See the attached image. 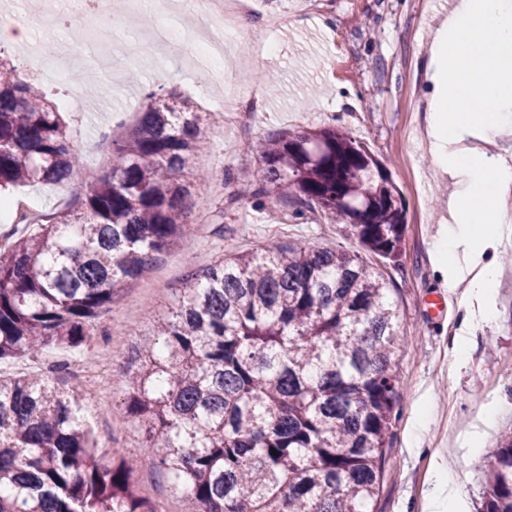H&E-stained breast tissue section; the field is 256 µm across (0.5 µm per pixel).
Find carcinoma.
<instances>
[{
    "mask_svg": "<svg viewBox=\"0 0 512 512\" xmlns=\"http://www.w3.org/2000/svg\"><path fill=\"white\" fill-rule=\"evenodd\" d=\"M197 105L151 92L115 141L112 170L0 246V360L87 343V328L154 255L192 230L180 178L204 145ZM276 199L340 216L393 261L406 224L387 170L341 130L275 131L251 145ZM82 145L55 105L0 60V191L59 183ZM386 277L356 254L272 241L188 272L156 338L135 349L128 410L152 465L189 512H370L401 394L405 351ZM482 512H512V431ZM134 466L91 446L80 392L0 379V512H156Z\"/></svg>",
    "mask_w": 512,
    "mask_h": 512,
    "instance_id": "carcinoma-1",
    "label": "carcinoma"
}]
</instances>
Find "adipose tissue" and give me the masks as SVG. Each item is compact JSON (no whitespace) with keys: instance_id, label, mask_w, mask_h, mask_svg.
Here are the masks:
<instances>
[{"instance_id":"1","label":"adipose tissue","mask_w":512,"mask_h":512,"mask_svg":"<svg viewBox=\"0 0 512 512\" xmlns=\"http://www.w3.org/2000/svg\"><path fill=\"white\" fill-rule=\"evenodd\" d=\"M435 87L428 136L434 164L456 180L451 221L432 256L448 288L466 285L473 320H494L500 270L491 254L512 238L502 207L512 189V155L458 149L471 137L493 143L512 133V0H457L430 52ZM465 492L440 465L428 512H463Z\"/></svg>"}]
</instances>
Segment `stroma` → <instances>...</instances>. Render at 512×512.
Wrapping results in <instances>:
<instances>
[{
  "mask_svg": "<svg viewBox=\"0 0 512 512\" xmlns=\"http://www.w3.org/2000/svg\"><path fill=\"white\" fill-rule=\"evenodd\" d=\"M5 8L20 12L30 25V39H57L69 47V62L96 83L109 84L111 98L91 92L89 83L65 78L43 80L38 71L29 78L44 93L54 95L60 111L83 144L82 163L58 184L31 182L13 189L14 197L34 199L39 212L59 210L88 183L110 168L94 154L92 145L114 113L137 111L148 92L164 93L197 83L223 87L225 95L258 85L260 109L249 120L237 113L208 120L206 151L190 158L184 172L192 184L191 218L194 235L176 241L157 258L167 278L148 289L149 274L130 282L112 308L92 322L87 348L50 349L34 357L0 363V377L42 374L65 390L79 385L84 420L92 430L97 453L111 460L113 450L138 458L135 475L140 494L184 512L182 498L168 474L149 467L152 453L142 422L128 414L125 372L128 354L139 339L151 335L156 321L168 315L188 270L210 266L224 256L255 251L266 241L360 251L371 264L379 258L360 250L342 223L320 209L294 218L295 204L270 206L256 172L260 161L249 146L273 130L341 129L365 144L389 172L405 207L406 231L396 264L385 267L392 299L399 309V330L412 344L395 362L402 394L400 415L392 427L380 491L374 512H427L437 463L447 460L466 493V512H475L492 462L494 446L512 426V241L498 253L500 285L496 317L472 329L466 345L468 365L456 369L451 349L465 311L459 301L465 286L449 291L447 310L434 316L430 301L441 284L433 263L432 244L448 218L453 182L438 171L428 151L426 113L413 111L414 99L431 101L433 87L426 63L437 29L447 18L441 0H255L251 21L269 23L274 52L255 53L250 42L235 41L238 58L249 61V72L217 80L203 63L187 64L188 54L154 52L131 36L132 29L180 26L186 7L169 0L164 13H151L149 23L128 22L122 10L106 7L112 53L107 61L88 56L86 45L72 36L65 23L64 0H5ZM114 351L110 369L94 376L100 350ZM107 408L96 411L98 395ZM497 410L492 425L483 428L482 450L467 455L460 437L480 420L476 402ZM428 408L424 432H416L421 408Z\"/></svg>",
  "mask_w": 512,
  "mask_h": 512,
  "instance_id": "1",
  "label": "stroma"
}]
</instances>
